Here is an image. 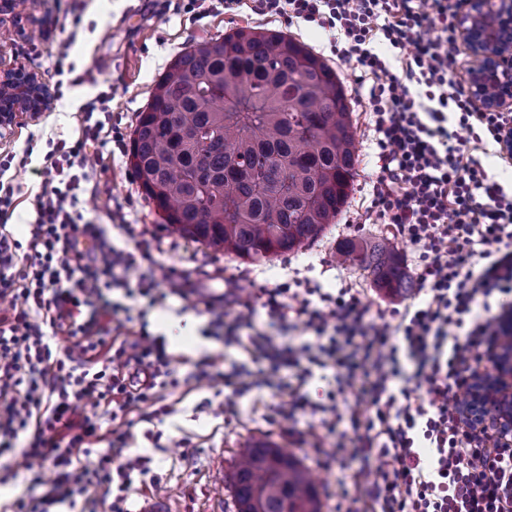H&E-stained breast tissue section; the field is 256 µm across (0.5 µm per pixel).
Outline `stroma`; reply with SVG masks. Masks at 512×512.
<instances>
[{
  "label": "stroma",
  "mask_w": 512,
  "mask_h": 512,
  "mask_svg": "<svg viewBox=\"0 0 512 512\" xmlns=\"http://www.w3.org/2000/svg\"><path fill=\"white\" fill-rule=\"evenodd\" d=\"M75 7L83 12L77 30L71 25ZM162 7L163 0H31L34 39L17 36L13 25H0V59L32 72L43 83L62 85L61 98L51 102L39 118L23 117L22 127L0 140V154L13 149L32 151L30 164L11 172L20 199L12 217L17 238L28 237L35 217L39 169L49 141H74L83 105L101 94L111 98L113 130L131 138L137 116L146 108L158 79L196 42L239 27L284 30L322 57L345 90L354 88V71L338 61L327 36L318 29L244 14L219 13L198 20L172 11L163 22L158 18ZM63 52L74 64V73L57 72L56 61ZM351 108L358 161L352 191L337 223L306 249L261 262L231 258L167 232L160 226L154 204L145 199L126 154L101 144L88 147V166L97 176L98 191L86 202V209L103 224L109 223L111 212L122 211L126 223L136 225L143 238L158 245L165 265L180 272L195 290V308L184 309L182 300L172 297L147 315L151 331L165 335L174 365L184 379L179 389L164 397L171 414L159 419L153 416L152 406L144 405L126 420L103 423L101 440L83 459L85 465L95 466L101 452L111 448L113 431L130 433L127 456L148 458L157 481L139 484L126 503L128 512H236L228 476L239 448L259 439L287 448L320 476L323 512H336L342 478L362 467V459L350 450L330 462L312 453V418H281L276 408L283 396L278 391L247 393L234 409L225 411L214 388L198 386L193 378L197 363L218 353L223 354L227 371L250 362L237 348L225 346L223 339L203 333L208 323L205 309L208 304L222 303L225 289L241 288L256 297L262 289L276 287L299 272L328 290L345 284L362 289L378 326L413 298L410 290L387 294L376 288L365 268L334 260L345 239L373 241L389 234L384 225L359 221L368 196L364 180L375 173L376 159L365 107L355 101Z\"/></svg>",
  "instance_id": "35a3bbf8"
}]
</instances>
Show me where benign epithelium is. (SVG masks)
<instances>
[{"mask_svg": "<svg viewBox=\"0 0 512 512\" xmlns=\"http://www.w3.org/2000/svg\"><path fill=\"white\" fill-rule=\"evenodd\" d=\"M462 35L469 45V84L473 96L481 97L488 79L497 80L504 93L483 101L485 109L498 111L512 106V0H470ZM0 126L15 122L22 112L44 107L39 81L21 68L0 72ZM498 351L494 371L477 381L466 404L471 421L477 423L486 410L498 412L504 441L512 444V322Z\"/></svg>", "mask_w": 512, "mask_h": 512, "instance_id": "benign-epithelium-1", "label": "benign epithelium"}]
</instances>
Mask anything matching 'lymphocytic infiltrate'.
Listing matches in <instances>:
<instances>
[{
	"label": "lymphocytic infiltrate",
	"mask_w": 512,
	"mask_h": 512,
	"mask_svg": "<svg viewBox=\"0 0 512 512\" xmlns=\"http://www.w3.org/2000/svg\"><path fill=\"white\" fill-rule=\"evenodd\" d=\"M216 2L231 15L246 10L328 32L337 56L360 71L355 93L379 167L362 220L389 226L410 245L419 289L379 327L349 285L333 293L296 276L264 289L258 303L233 295L232 304L262 307L272 329L225 322L223 310L208 307L214 334L255 367L226 373L212 359L198 364L197 384L222 382L228 407L263 387L286 390L278 414L316 416L318 442L348 421L355 437L336 451L353 449L366 462L350 478L364 512H512V447L495 442L493 426L470 424L458 405L483 348L494 343L495 323L512 312V191L464 152L461 139L469 134L477 148L500 155L512 113L481 110L459 79L460 0ZM93 114L85 109L74 144L61 140L47 153L27 242L7 227L16 190L0 181V454L15 452L37 490L18 499V512H52L100 489L111 495L112 512H125L135 483L134 464L122 458L126 434L95 467L78 459L90 453L102 421L147 403L169 414L163 394L180 385L165 337L149 331L145 311L185 296L182 279L134 225L121 227L135 242L130 251L85 216V149L104 128ZM116 290L124 302L113 300ZM298 325L318 348L280 341ZM316 365L335 371L321 406L302 391ZM340 391L356 396L345 417L331 405ZM26 433L32 441L16 449Z\"/></svg>",
	"instance_id": "obj_1"
}]
</instances>
